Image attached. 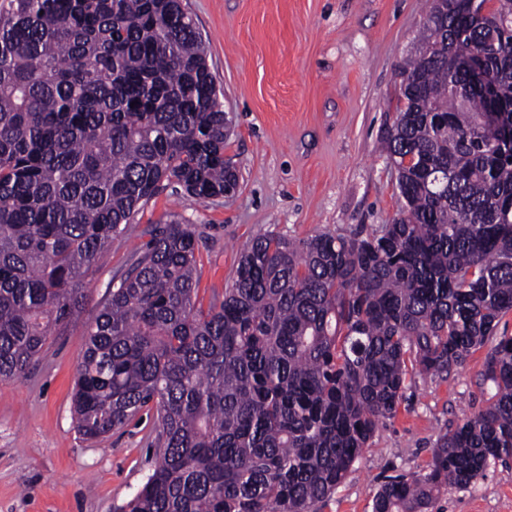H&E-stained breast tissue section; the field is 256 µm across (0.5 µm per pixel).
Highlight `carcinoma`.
I'll return each mask as SVG.
<instances>
[{
  "mask_svg": "<svg viewBox=\"0 0 512 512\" xmlns=\"http://www.w3.org/2000/svg\"><path fill=\"white\" fill-rule=\"evenodd\" d=\"M427 0L383 151L400 206L365 234L259 235L231 287L197 303V233L173 218L86 326L73 411L99 439L155 409L156 462L125 512H320L406 377L444 378L512 312V0ZM482 60L498 99L462 64ZM231 120L181 0H9L0 10V378L78 319L83 284L166 186L238 187ZM488 404L372 512H427L512 460V336Z\"/></svg>",
  "mask_w": 512,
  "mask_h": 512,
  "instance_id": "1",
  "label": "carcinoma"
}]
</instances>
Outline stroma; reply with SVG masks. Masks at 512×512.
Returning <instances> with one entry per match:
<instances>
[{"instance_id":"1","label":"stroma","mask_w":512,"mask_h":512,"mask_svg":"<svg viewBox=\"0 0 512 512\" xmlns=\"http://www.w3.org/2000/svg\"><path fill=\"white\" fill-rule=\"evenodd\" d=\"M208 45L233 133L235 194L196 200L173 188L135 217L90 278L79 319L49 336L27 372L0 381V512H122L150 473L157 433L144 410L93 441L76 431L71 396L84 329L107 286L171 216L198 235L197 302L230 287L241 247L273 233L305 239L371 231L399 207L381 152L395 119L401 68L424 22L423 0H182ZM487 348L446 378L410 376L322 512H372L387 478L425 472L438 437L484 408ZM432 512H512V464L490 463L467 487L441 490Z\"/></svg>"}]
</instances>
